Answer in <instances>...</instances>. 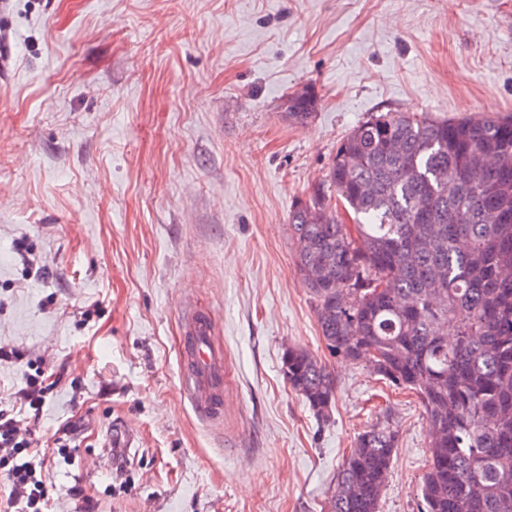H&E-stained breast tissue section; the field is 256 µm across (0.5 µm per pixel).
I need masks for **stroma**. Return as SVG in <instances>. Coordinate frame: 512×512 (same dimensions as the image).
<instances>
[{"label":"stroma","instance_id":"35a3bbf8","mask_svg":"<svg viewBox=\"0 0 512 512\" xmlns=\"http://www.w3.org/2000/svg\"><path fill=\"white\" fill-rule=\"evenodd\" d=\"M377 112L512 114V0H0V409L27 362L59 376L31 423L79 425L53 512H324L377 423L398 434L379 512H419L424 409L329 354L288 230ZM191 309L224 348L219 422L180 384ZM291 345L333 373L330 420L284 379ZM308 90L302 96L289 94L283 103L284 114L292 124H305L315 114L320 104L316 92L309 86Z\"/></svg>","mask_w":512,"mask_h":512}]
</instances>
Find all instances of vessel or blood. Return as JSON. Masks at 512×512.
<instances>
[{"instance_id":"b4317fda","label":"vessel or blood","mask_w":512,"mask_h":512,"mask_svg":"<svg viewBox=\"0 0 512 512\" xmlns=\"http://www.w3.org/2000/svg\"><path fill=\"white\" fill-rule=\"evenodd\" d=\"M185 343L181 355L182 386L206 418L224 416V352L213 342L211 319L197 312L184 318Z\"/></svg>"}]
</instances>
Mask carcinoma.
<instances>
[{"instance_id":"cac0c4a2","label":"carcinoma","mask_w":512,"mask_h":512,"mask_svg":"<svg viewBox=\"0 0 512 512\" xmlns=\"http://www.w3.org/2000/svg\"><path fill=\"white\" fill-rule=\"evenodd\" d=\"M319 104L310 88L288 95L284 114L305 124ZM476 152L494 165L466 187ZM334 194L353 223L333 214ZM288 226L329 352L424 408L421 512H512V116L375 113L340 142ZM281 371L315 415L330 417L336 380L321 360L290 347ZM397 444L388 424L360 432L326 512H379Z\"/></svg>"}]
</instances>
